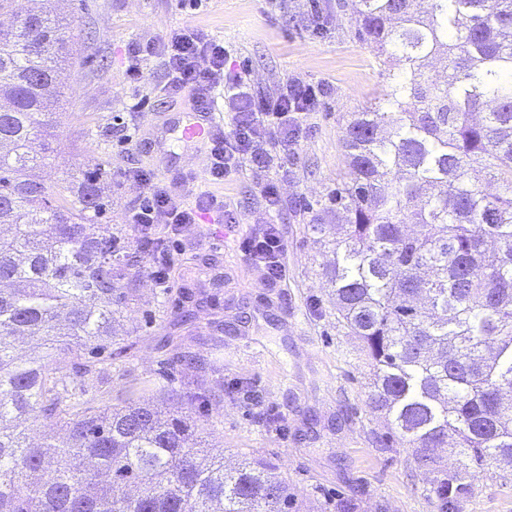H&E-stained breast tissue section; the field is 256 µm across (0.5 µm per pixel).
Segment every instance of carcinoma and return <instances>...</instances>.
<instances>
[{
    "instance_id": "carcinoma-1",
    "label": "carcinoma",
    "mask_w": 512,
    "mask_h": 512,
    "mask_svg": "<svg viewBox=\"0 0 512 512\" xmlns=\"http://www.w3.org/2000/svg\"><path fill=\"white\" fill-rule=\"evenodd\" d=\"M430 2L350 4L393 64L384 110L342 131L350 181L330 197L344 222L326 276L392 437L420 467L455 440L461 467L436 488L450 509L469 466L512 465V0ZM72 45L47 9L0 29V512H300L271 464L201 455L196 421L156 407L152 380L112 395L100 364L122 355L140 251L99 233V175L71 199L39 176ZM65 352L77 361L59 376ZM35 410L66 437L29 443Z\"/></svg>"
}]
</instances>
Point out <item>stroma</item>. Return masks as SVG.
Wrapping results in <instances>:
<instances>
[{
  "mask_svg": "<svg viewBox=\"0 0 512 512\" xmlns=\"http://www.w3.org/2000/svg\"><path fill=\"white\" fill-rule=\"evenodd\" d=\"M343 3L210 0L194 12L175 0H57L76 52L54 116L55 154L40 175L64 191L83 173L106 170L109 209L100 227L129 234L126 214L137 206L138 191L124 182V171L150 170L169 182L202 167L193 147L178 141L157 147L164 121L193 111L190 95L160 94L167 77L158 61L137 81L125 69L128 55L174 26H200L223 41L227 67L249 72L255 98L291 80L323 89L294 152L285 156L271 146L273 163L248 164L223 185L234 223L188 224L176 235L158 225L174 258L172 286L157 288L148 263H141L112 389L150 379L200 393L182 409L196 419L205 453L272 462L302 512H336L345 498L356 499L358 512H441L436 477L454 470L456 458L442 448L433 467L420 468L412 449L387 443L383 416L367 404L369 360L328 295L332 247L310 231L328 223L327 198L348 179L342 128L351 113L380 107L388 73ZM132 132L139 137L134 149L122 143ZM268 181L280 192L272 214L259 194ZM270 216L287 270L274 286L242 249L254 223ZM184 349L205 366L189 370L177 362ZM270 411L280 430L262 424ZM468 482L454 512H512L511 471L475 468Z\"/></svg>",
  "mask_w": 512,
  "mask_h": 512,
  "instance_id": "stroma-1",
  "label": "stroma"
}]
</instances>
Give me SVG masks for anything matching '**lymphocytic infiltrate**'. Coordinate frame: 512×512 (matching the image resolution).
Listing matches in <instances>:
<instances>
[{
    "instance_id": "lymphocytic-infiltrate-1",
    "label": "lymphocytic infiltrate",
    "mask_w": 512,
    "mask_h": 512,
    "mask_svg": "<svg viewBox=\"0 0 512 512\" xmlns=\"http://www.w3.org/2000/svg\"><path fill=\"white\" fill-rule=\"evenodd\" d=\"M224 58L223 41L191 26L167 30L132 57L127 68L129 77L141 78L148 62L159 60L167 73L161 88L164 95L174 98L190 90L196 109L203 112L212 111L220 98L225 112L223 120L216 122L208 145L210 187L198 196L189 198L160 185L147 171H125V181L141 195L139 206L128 216L139 238L149 237L161 223L175 231L199 223L204 213L213 220H223L227 214L224 197L214 193V186L236 176L246 161L266 162L269 139H276L284 150L295 147L305 115L319 105L316 90L297 81L282 84L265 99L254 100L248 72L225 70ZM283 248L279 229L271 221L243 241L244 253L271 284L286 275L281 261Z\"/></svg>"
}]
</instances>
